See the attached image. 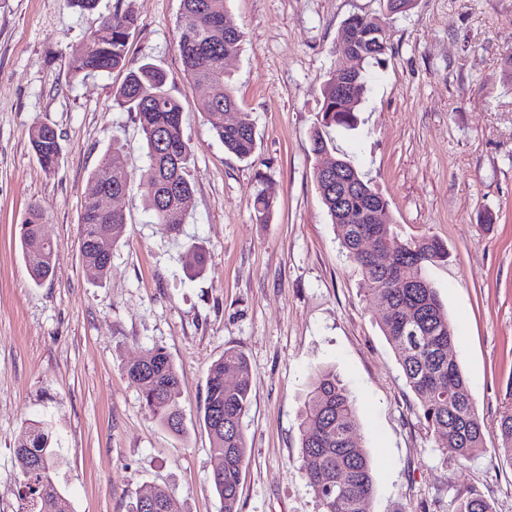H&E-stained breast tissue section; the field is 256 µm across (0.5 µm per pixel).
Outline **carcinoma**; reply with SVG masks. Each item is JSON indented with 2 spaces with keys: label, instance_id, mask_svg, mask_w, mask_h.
<instances>
[{
  "label": "carcinoma",
  "instance_id": "cac0c4a2",
  "mask_svg": "<svg viewBox=\"0 0 512 512\" xmlns=\"http://www.w3.org/2000/svg\"><path fill=\"white\" fill-rule=\"evenodd\" d=\"M362 61L378 60L388 51L385 22L368 15L349 17ZM137 17L129 8L103 18L99 30L88 43L72 51L75 77L119 70L123 82L113 91V102L135 114L147 147L149 164L142 179L146 207L155 223L167 235L179 233L186 213L177 203L192 194L188 179L190 148L183 138V107L167 89L166 73L148 62H133L128 56V40ZM243 32L228 17L226 0H181L178 22V52L190 85L204 89L199 109L205 115L221 108L239 112L232 123L213 126L224 149L239 159L249 158L255 149L253 124L241 107L230 81L220 74L224 61L242 47ZM367 76L360 71L355 96L344 98L336 88V76L321 86V108L311 130V151L316 158L314 180L331 223L336 224V193L350 195L349 223L337 224L338 238L348 257L361 269L364 290L382 312L380 328L390 344L407 386L418 396L423 417L433 435L448 452L471 459L484 449L483 425L469 386L458 364L448 358V348L456 341L453 325L436 288L427 276L429 266L444 262L448 249L435 237L402 239L388 224H367L363 203L382 193L358 169L340 188L324 182L321 159L331 154L326 129H352L357 125V107L367 92ZM32 150L42 169L51 172L62 153L60 137L49 125L34 127ZM130 175L118 147L104 155L90 174L83 195L81 254L86 265L106 275L111 261L96 246L98 233L112 235L118 242L125 233L123 213L105 217L96 212L94 198L106 192L126 191ZM261 223L269 222L273 198L265 192L254 197ZM41 211L33 206L21 224L20 243L24 261L34 282L48 279L54 272V251L42 238ZM371 231L382 250L393 254L391 264L380 265L359 251L360 239ZM126 373L140 391L141 404L163 427L175 435L183 431L179 406V376L168 353L161 347L147 350L126 367ZM237 377L233 384L228 376ZM249 365L234 349L214 361L207 371L206 397L201 414L210 437V450L222 467L212 473L222 512H237L243 470L248 456L243 419L248 413ZM357 426L356 406L350 392L335 372L316 367L300 413V459L302 474L315 494L320 512H369L375 494L369 454L353 439ZM501 446L498 453L512 462V410L498 423ZM21 486L22 512H73L71 502L55 480L56 453L50 448V432L45 423L33 421L15 449ZM153 490L141 486L132 496L129 512H144ZM453 512H493L481 495L460 496Z\"/></svg>",
  "mask_w": 512,
  "mask_h": 512
}]
</instances>
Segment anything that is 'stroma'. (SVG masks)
<instances>
[{"mask_svg":"<svg viewBox=\"0 0 512 512\" xmlns=\"http://www.w3.org/2000/svg\"><path fill=\"white\" fill-rule=\"evenodd\" d=\"M128 8L138 17L130 58L165 70L183 106L193 193L176 236L142 203L144 140L134 113L113 103L123 73L71 75L72 49ZM227 10L244 33L224 71L256 132L246 160L225 150L198 109L177 51L180 0H99L90 12L65 0H0V512H19L14 450L32 421L51 426L74 512H128L143 485L171 494L178 512H221L200 410L207 369L228 348L250 366L239 512H319L300 470L298 420L318 364L356 401L355 436L375 484L370 512H451L468 492L512 512V462L496 452L497 423L512 409V84L502 68L512 0H414L387 18L390 49L365 65L357 129L327 131L336 155L388 200L393 232L448 247L447 262L427 274L484 424V450L470 460L429 432L313 177L320 87L348 64L336 52L347 19L382 15V0H227ZM41 124L60 136L51 173L29 142ZM115 145L130 182L111 205L127 224L102 279L82 259V202ZM261 190L274 198L266 224L253 206ZM33 205L55 249L54 276L39 285L19 235ZM155 346L179 374L178 437L149 416L126 375Z\"/></svg>","mask_w":512,"mask_h":512,"instance_id":"obj_1","label":"stroma"}]
</instances>
